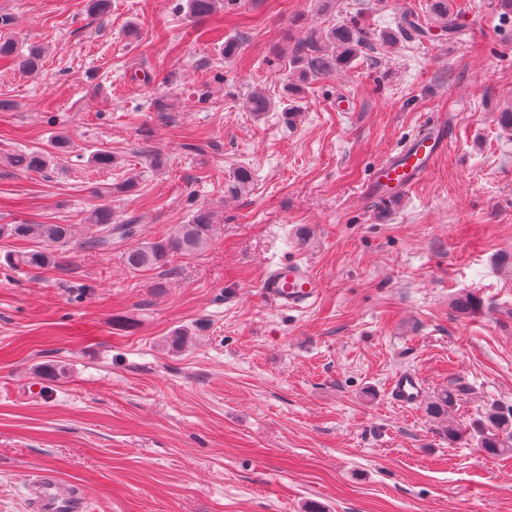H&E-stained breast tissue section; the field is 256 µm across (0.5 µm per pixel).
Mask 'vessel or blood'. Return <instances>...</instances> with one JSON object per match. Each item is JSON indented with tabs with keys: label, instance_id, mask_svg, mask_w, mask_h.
I'll return each mask as SVG.
<instances>
[{
	"label": "vessel or blood",
	"instance_id": "vessel-or-blood-1",
	"mask_svg": "<svg viewBox=\"0 0 512 512\" xmlns=\"http://www.w3.org/2000/svg\"><path fill=\"white\" fill-rule=\"evenodd\" d=\"M447 142L448 128L444 119L429 123L422 134L377 168L366 188L370 199L389 206L403 198L431 171ZM260 288L275 305L296 309L317 298L320 280L307 266L286 264L269 271ZM390 392L397 404L412 407L422 396L423 384L414 373H399L390 382ZM31 493L35 512H83L85 507L81 495L60 494L54 479L47 474L33 481Z\"/></svg>",
	"mask_w": 512,
	"mask_h": 512
}]
</instances>
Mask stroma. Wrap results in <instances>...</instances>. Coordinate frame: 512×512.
I'll use <instances>...</instances> for the list:
<instances>
[{"instance_id": "stroma-1", "label": "stroma", "mask_w": 512, "mask_h": 512, "mask_svg": "<svg viewBox=\"0 0 512 512\" xmlns=\"http://www.w3.org/2000/svg\"><path fill=\"white\" fill-rule=\"evenodd\" d=\"M85 4L0 0V35L42 51L33 73L0 61V224L89 236L96 186L131 177L109 204L140 241L199 208L214 227L203 252L143 272L119 247L16 268L28 242L0 238V512H32L46 472L87 512H512V456L449 442L389 395L410 371L429 396L466 387L456 422L512 406V134L496 121L512 13L453 0L455 37L375 44L288 99L298 40L350 19L374 36L426 0H221L199 21L186 0ZM256 90L270 111L246 109ZM441 114L434 168L379 208L375 169ZM55 135L44 171L6 166ZM242 167L252 184L228 198ZM291 262L321 280L295 310L260 292ZM460 292L476 314L451 311Z\"/></svg>"}]
</instances>
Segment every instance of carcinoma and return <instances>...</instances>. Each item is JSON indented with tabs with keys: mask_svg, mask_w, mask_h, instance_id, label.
<instances>
[{
	"mask_svg": "<svg viewBox=\"0 0 512 512\" xmlns=\"http://www.w3.org/2000/svg\"><path fill=\"white\" fill-rule=\"evenodd\" d=\"M219 0H187L189 16L204 19L217 10ZM428 17L431 22L450 32L455 30L454 11L451 0H430ZM411 27L403 21L396 29H388L379 35L387 44L407 36ZM371 48L370 39L352 21H342L323 32H312L298 44L297 51L290 63L298 74V83L287 86V92L296 95L302 91V82L314 72L326 74L347 70L353 60L364 50ZM65 137H55L49 148L22 151L8 157L9 167L24 171H42L56 157V152L63 148ZM251 173L247 169L238 170L227 192L238 196L248 191ZM136 182L127 179L118 183L105 184L96 190V195L103 200L87 217L89 224L95 226L92 235L74 239L70 224H0V237L18 241L38 239L43 246L31 251L15 254L10 263L16 267L44 269L59 264L58 248L74 245L81 251L93 253L110 252L112 247H125L126 266L132 271H147L166 264L174 254L192 255L203 251L213 230L212 214L199 209L192 215L190 223L181 224L169 236L156 240L141 242L135 246L128 242L137 238L140 225L133 220L115 221L112 208L105 200L134 191ZM452 309L460 317H467L480 307V300L473 294H459L451 302ZM466 392V388L450 385L447 389L433 396L425 407V413L433 421L440 422L448 417ZM448 442L455 443L472 440L478 449L490 456L512 455V408H505L496 403L488 405L479 419L470 425L448 423L443 428Z\"/></svg>",
	"mask_w": 512,
	"mask_h": 512,
	"instance_id": "cac0c4a2",
	"label": "carcinoma"
}]
</instances>
